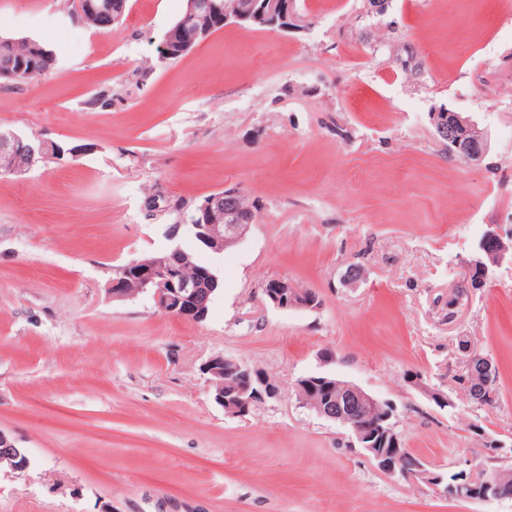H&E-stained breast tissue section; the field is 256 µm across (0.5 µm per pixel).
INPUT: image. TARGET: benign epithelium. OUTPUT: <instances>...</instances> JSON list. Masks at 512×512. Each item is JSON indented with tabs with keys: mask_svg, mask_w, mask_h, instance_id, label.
Masks as SVG:
<instances>
[{
	"mask_svg": "<svg viewBox=\"0 0 512 512\" xmlns=\"http://www.w3.org/2000/svg\"><path fill=\"white\" fill-rule=\"evenodd\" d=\"M126 0H86L84 7H75L80 12L86 8L101 15L102 27L110 31L122 24L126 13ZM251 14L238 11L229 14L223 0H186L185 9L176 20L175 28L193 26L203 39L211 33L221 30L231 21H244ZM270 19L268 26L274 30L287 31L296 26L298 14L293 0H262L256 20ZM15 40L0 36V81L6 83L17 79L24 67L15 65ZM190 46L177 41L168 33L157 47V57L161 61L179 57L188 52ZM432 125L436 127L448 142L449 154L467 164H479L489 152L490 144L486 131L479 128L469 116L458 112L431 113ZM22 154L29 158L39 157L42 160H62L65 152L51 141L28 140L11 129H0V155ZM241 192L237 189L224 190L218 196H208L196 205L190 215L184 217L192 234L204 245L216 252L229 246L239 244L246 236L250 226L255 223L254 210L238 204ZM186 254L177 245L170 248L169 255L160 259H133L125 266L113 270L108 288L112 297L125 299L134 297L137 292L131 288V279L135 278L143 290L149 292L156 307L163 313L194 322L207 316L202 310L198 298L208 287L218 282V276L208 270H197L191 277L183 275ZM512 265V244L504 242L500 234L488 232L478 241L477 255L466 261L468 271L488 273L492 267L503 263ZM292 284L286 280L275 279L267 282L262 288L264 300L281 310L311 309L316 306L312 294L299 298L288 296V288ZM461 350L468 354L466 368L470 376L476 377L473 391L476 400H481L489 393V383L493 373V363L464 344ZM231 359L216 356L210 358L203 366L204 374L208 375V383L216 378L224 377V364ZM242 384L237 387L238 397L229 402L224 399V391L213 393L214 401L224 407L226 414L242 417L250 408L280 394L279 387L264 376L257 375L253 369L240 361H234ZM337 392L325 400L323 404H315L316 413L336 423L348 431L352 446L362 449L377 468L388 474H398L405 479L417 478L432 482L437 486L443 482L439 474L428 471L423 462L412 457L410 466H403L399 460L400 440L394 431V412L374 419L369 411L381 405V401L360 387L341 381L336 383ZM7 462L16 469L26 468L28 459L24 451L16 447L12 438L0 430V463ZM509 497L507 486L501 476H488L470 487L466 500L471 502L501 501Z\"/></svg>",
	"mask_w": 512,
	"mask_h": 512,
	"instance_id": "obj_1",
	"label": "benign epithelium"
}]
</instances>
